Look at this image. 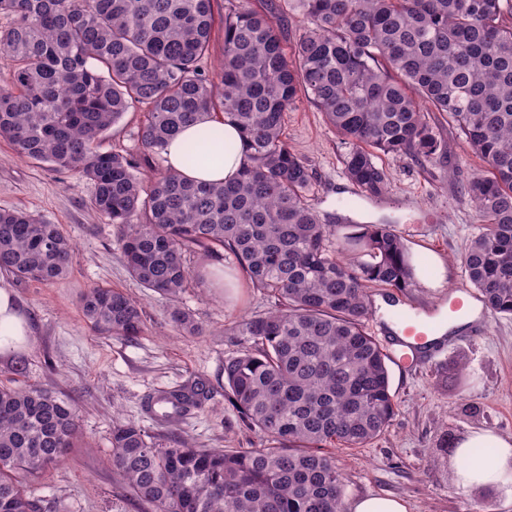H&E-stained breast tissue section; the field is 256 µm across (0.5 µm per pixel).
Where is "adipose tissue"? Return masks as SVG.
Masks as SVG:
<instances>
[{"label":"adipose tissue","instance_id":"obj_1","mask_svg":"<svg viewBox=\"0 0 512 512\" xmlns=\"http://www.w3.org/2000/svg\"><path fill=\"white\" fill-rule=\"evenodd\" d=\"M223 132L226 150L215 159L206 160L195 167L182 164L183 148L187 142L201 141L203 128ZM242 138L238 129L229 123L210 119L187 125L170 140L164 156L168 167L187 179L203 183H228L235 179L243 162ZM26 315L16 300L8 277L0 273V351L13 347L18 337L28 335ZM456 453V480L464 486L501 485L512 482V437L477 430L462 439ZM470 448H496L499 456L489 464L474 466L466 454Z\"/></svg>","mask_w":512,"mask_h":512}]
</instances>
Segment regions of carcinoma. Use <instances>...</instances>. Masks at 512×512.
Returning a JSON list of instances; mask_svg holds the SVG:
<instances>
[{
	"instance_id": "obj_1",
	"label": "carcinoma",
	"mask_w": 512,
	"mask_h": 512,
	"mask_svg": "<svg viewBox=\"0 0 512 512\" xmlns=\"http://www.w3.org/2000/svg\"><path fill=\"white\" fill-rule=\"evenodd\" d=\"M214 0H0V138L17 155L88 180L89 208L118 227L130 277L177 301L195 273L185 255L224 250L248 287L274 299L239 322L252 346L224 361V393L261 448H198L180 433L154 441L112 426V469L145 512H343L336 446L361 448L397 409L388 356L367 329L369 288L404 291L414 268L390 224L332 241L308 198L309 165L284 137L305 96L346 145L347 179L363 196L388 187L377 153L442 157L431 113L485 162L466 185L481 231L462 254L483 306L512 316V0H301L309 28L284 48L273 19L224 14L220 81L200 68ZM148 108L138 152H103L129 109ZM233 124L243 164L230 184H199L156 158L204 116ZM73 240L57 224L0 209V271L52 283ZM97 333L135 340L140 302L90 288L79 300ZM174 326L202 329L174 306ZM171 425L206 408V383L164 393ZM77 402L0 382V512H42L34 495L81 438Z\"/></svg>"
}]
</instances>
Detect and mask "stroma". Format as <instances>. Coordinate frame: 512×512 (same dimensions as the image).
Listing matches in <instances>:
<instances>
[{
	"mask_svg": "<svg viewBox=\"0 0 512 512\" xmlns=\"http://www.w3.org/2000/svg\"><path fill=\"white\" fill-rule=\"evenodd\" d=\"M231 6L272 16L285 47H294L305 31L298 0H214L211 47L201 61L211 76L220 71L224 12ZM437 131L448 147L444 159L379 154L390 187L383 199L371 201L346 178V147L322 113L301 98L287 115L285 136L314 173L310 195L321 221L341 232L389 224L409 248L414 287L372 292L368 327L381 342L393 300L404 299L407 309L425 320L447 314L450 297L472 290L460 255L479 226L464 188L484 164L447 121H440ZM91 194L87 180L21 159L0 139V209H22L60 225L75 244L62 279L14 282L30 334L15 349L0 353V379L8 380L16 362H24L19 383L41 384L80 406L84 437L50 481L39 486L37 497L51 502L56 512H138L112 472L109 436L115 422L131 420L165 440L168 423L147 407L160 393L204 379L208 407L180 419L181 435L201 448L261 447L260 434L244 427L224 398V362L249 345L246 337L232 335V326L267 312L272 302L247 287L231 260L213 258L208 265L223 271L226 285L216 287L208 278L195 281L180 305L203 332L178 331L170 320L169 299L129 276L117 245L118 228L88 210ZM97 286L141 299L142 336L102 338L87 325L79 295ZM390 382L398 409L387 432L366 447L336 454L345 477L344 501L395 496L408 502L409 512H512V495L503 489L459 485L455 456L445 447L446 439L475 430L512 436V316L489 314L483 337L450 345L432 363L391 366Z\"/></svg>",
	"mask_w": 512,
	"mask_h": 512,
	"instance_id": "stroma-1",
	"label": "stroma"
}]
</instances>
